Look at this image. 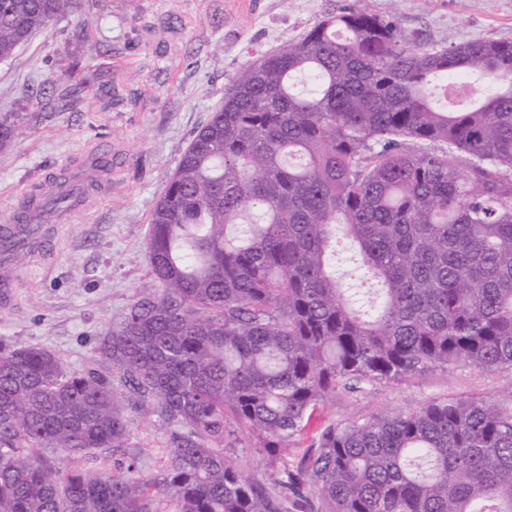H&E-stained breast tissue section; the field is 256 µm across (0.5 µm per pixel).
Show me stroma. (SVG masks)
I'll use <instances>...</instances> for the list:
<instances>
[{
  "label": "stroma",
  "mask_w": 512,
  "mask_h": 512,
  "mask_svg": "<svg viewBox=\"0 0 512 512\" xmlns=\"http://www.w3.org/2000/svg\"><path fill=\"white\" fill-rule=\"evenodd\" d=\"M354 3L395 14L424 47L476 37L512 41V0H97L85 15L59 17L0 61V115L22 113L24 128L0 151V221L34 187L81 162L88 148L103 141L112 147L111 179L56 232L53 249L13 264L16 300L0 308V338L50 350L73 371L101 369V332L153 279L151 210L236 72ZM510 391L511 371L471 366L341 391L319 405L287 458L310 452L321 425ZM127 417L124 452L78 460V468L114 472L129 456L143 475L162 474L165 423L148 407L129 409Z\"/></svg>",
  "instance_id": "1"
}]
</instances>
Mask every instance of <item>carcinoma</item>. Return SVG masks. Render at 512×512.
<instances>
[{"label": "carcinoma", "mask_w": 512, "mask_h": 512, "mask_svg": "<svg viewBox=\"0 0 512 512\" xmlns=\"http://www.w3.org/2000/svg\"><path fill=\"white\" fill-rule=\"evenodd\" d=\"M84 0H0V60ZM488 89L463 107L445 82ZM21 133L0 119V150ZM378 285L359 303L336 247ZM155 283L98 370L0 339V512H512V392L431 401L288 442L350 381L512 370V42L418 47L394 16L329 14L235 75L150 214ZM166 423L164 476L54 470ZM258 439L272 484L228 462Z\"/></svg>", "instance_id": "cac0c4a2"}]
</instances>
